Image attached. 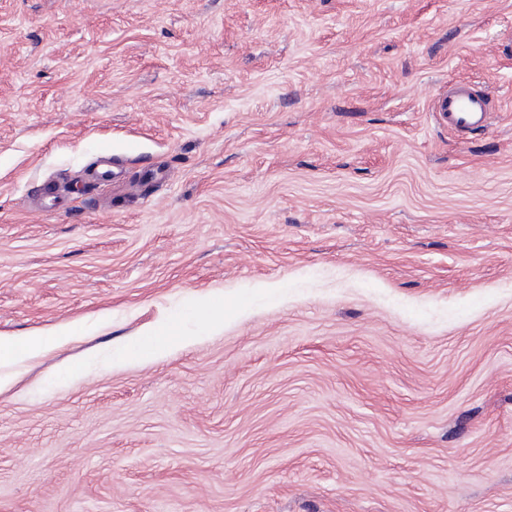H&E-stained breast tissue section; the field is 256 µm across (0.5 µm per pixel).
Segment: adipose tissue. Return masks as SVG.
Returning <instances> with one entry per match:
<instances>
[{"mask_svg": "<svg viewBox=\"0 0 512 512\" xmlns=\"http://www.w3.org/2000/svg\"><path fill=\"white\" fill-rule=\"evenodd\" d=\"M82 324L73 322L57 326L48 331H36L27 338L16 340L0 339V387L5 388L12 384L13 374L8 371L9 366L22 364L37 358L51 350L57 349L82 336Z\"/></svg>", "mask_w": 512, "mask_h": 512, "instance_id": "1", "label": "adipose tissue"}]
</instances>
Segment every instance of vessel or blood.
I'll list each match as a JSON object with an SVG mask.
<instances>
[{"instance_id": "obj_1", "label": "vessel or blood", "mask_w": 512, "mask_h": 512, "mask_svg": "<svg viewBox=\"0 0 512 512\" xmlns=\"http://www.w3.org/2000/svg\"><path fill=\"white\" fill-rule=\"evenodd\" d=\"M432 110L450 131L460 134L486 130L493 115L490 100L466 81L450 84L447 93L434 99Z\"/></svg>"}]
</instances>
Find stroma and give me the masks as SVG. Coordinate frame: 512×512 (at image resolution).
<instances>
[{
	"label": "stroma",
	"mask_w": 512,
	"mask_h": 512,
	"mask_svg": "<svg viewBox=\"0 0 512 512\" xmlns=\"http://www.w3.org/2000/svg\"><path fill=\"white\" fill-rule=\"evenodd\" d=\"M76 320L0 512H512V0H0V336ZM432 110L448 131L460 134L486 130L493 115L490 100L467 81L450 84L447 93L434 99ZM146 340V346L136 354V357L145 362H151L163 358L168 351L170 343L165 328L157 326L149 327L141 334Z\"/></svg>",
	"instance_id": "35a3bbf8"
}]
</instances>
